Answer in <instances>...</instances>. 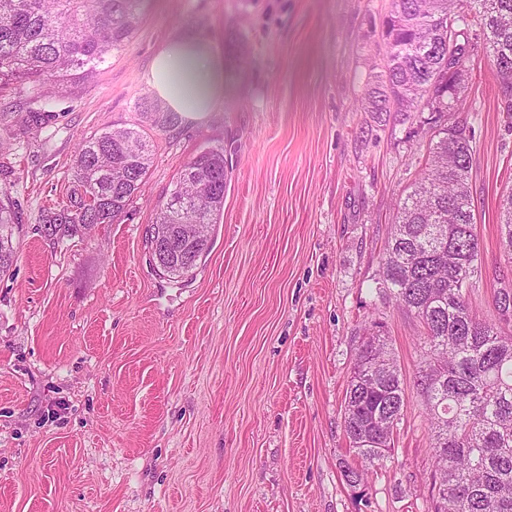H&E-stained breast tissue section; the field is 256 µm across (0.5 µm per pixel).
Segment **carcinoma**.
Segmentation results:
<instances>
[{"mask_svg":"<svg viewBox=\"0 0 512 512\" xmlns=\"http://www.w3.org/2000/svg\"><path fill=\"white\" fill-rule=\"evenodd\" d=\"M144 0H0V89L29 83L60 92L87 77L130 37ZM477 9L461 15L464 3ZM385 23L384 74L367 93L369 112L405 120L427 106L458 112L448 83L466 85V70L448 72L440 28L463 16L488 44L490 62L512 112V0H393ZM142 111L162 130L179 115L158 101ZM473 132L457 120L435 131L421 176L395 204L377 288L389 292L424 329L415 385L428 410L434 473L432 512H512V335L480 318L470 290L482 256L470 176ZM153 164L152 145L137 128H114L79 144L70 205L51 211L40 231L64 238L121 219ZM224 149L187 162L151 233L157 267L169 276L192 272L209 250V228L224 212ZM500 244L512 262V188L500 197ZM13 211L0 202V272L15 257ZM407 399L404 378L384 325L374 321L355 348L343 404L344 432L355 456L375 467L390 457Z\"/></svg>","mask_w":512,"mask_h":512,"instance_id":"carcinoma-1","label":"carcinoma"}]
</instances>
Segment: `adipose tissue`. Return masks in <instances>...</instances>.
Instances as JSON below:
<instances>
[{"label": "adipose tissue", "instance_id": "ef3b65f1", "mask_svg": "<svg viewBox=\"0 0 512 512\" xmlns=\"http://www.w3.org/2000/svg\"><path fill=\"white\" fill-rule=\"evenodd\" d=\"M143 80L170 111L196 120L224 99V58L205 35L179 34L156 53Z\"/></svg>", "mask_w": 512, "mask_h": 512}]
</instances>
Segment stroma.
I'll use <instances>...</instances> for the list:
<instances>
[{
    "instance_id": "35a3bbf8",
    "label": "stroma",
    "mask_w": 512,
    "mask_h": 512,
    "mask_svg": "<svg viewBox=\"0 0 512 512\" xmlns=\"http://www.w3.org/2000/svg\"><path fill=\"white\" fill-rule=\"evenodd\" d=\"M393 0H146L128 42L89 78L39 97L0 91V199L14 263L0 275V512H428L433 471L415 386L423 328L374 276L398 194L425 167L437 126L365 109L387 51ZM224 55V102L155 128L142 81L172 36ZM461 115L483 276L475 311L494 321L512 283L500 248L512 187V114L485 42L465 60ZM140 129L154 162L119 222L54 241L43 216L68 204L82 139ZM220 147L229 181L211 248L191 276L156 268L149 238L184 164ZM392 338L408 399L395 447L364 492L341 404L370 321Z\"/></svg>"
}]
</instances>
